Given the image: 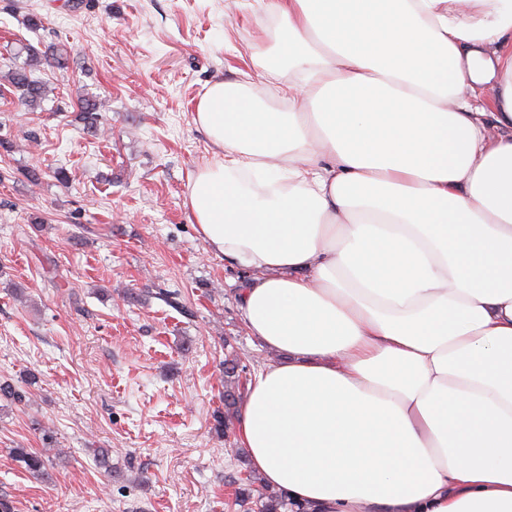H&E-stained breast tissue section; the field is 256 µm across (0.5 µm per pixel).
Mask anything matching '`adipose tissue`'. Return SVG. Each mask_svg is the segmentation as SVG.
Returning a JSON list of instances; mask_svg holds the SVG:
<instances>
[{"instance_id": "adipose-tissue-1", "label": "adipose tissue", "mask_w": 512, "mask_h": 512, "mask_svg": "<svg viewBox=\"0 0 512 512\" xmlns=\"http://www.w3.org/2000/svg\"><path fill=\"white\" fill-rule=\"evenodd\" d=\"M186 206L284 355L237 440L311 512H512V0H259Z\"/></svg>"}]
</instances>
